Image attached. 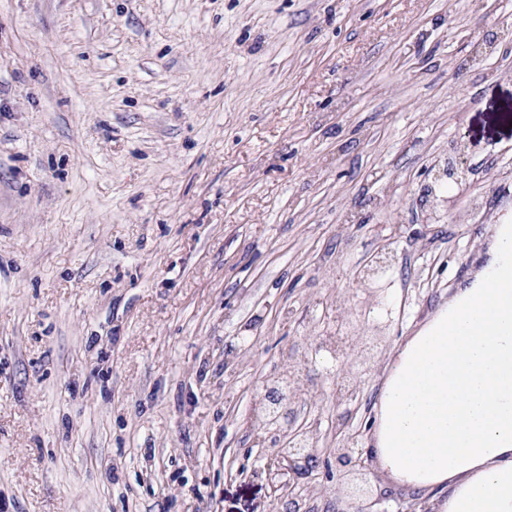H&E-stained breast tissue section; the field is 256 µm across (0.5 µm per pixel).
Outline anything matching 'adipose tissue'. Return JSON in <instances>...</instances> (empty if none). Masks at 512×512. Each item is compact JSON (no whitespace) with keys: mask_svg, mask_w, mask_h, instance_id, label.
<instances>
[{"mask_svg":"<svg viewBox=\"0 0 512 512\" xmlns=\"http://www.w3.org/2000/svg\"><path fill=\"white\" fill-rule=\"evenodd\" d=\"M371 453L420 492L447 489L438 512H512V225L492 256L396 351Z\"/></svg>","mask_w":512,"mask_h":512,"instance_id":"1","label":"adipose tissue"}]
</instances>
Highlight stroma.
<instances>
[{
    "label": "stroma",
    "mask_w": 512,
    "mask_h": 512,
    "mask_svg": "<svg viewBox=\"0 0 512 512\" xmlns=\"http://www.w3.org/2000/svg\"><path fill=\"white\" fill-rule=\"evenodd\" d=\"M501 224L512 0H0V512H434L375 406ZM288 447L292 448H281L279 451L282 459L285 460L287 464L279 465L276 469H269L267 472L268 479L274 485L282 484L283 479L287 478V476L288 479H290L291 475L299 474L298 468L296 467V462L299 458L293 456H306L304 459L309 457V453H305L308 448H294V446H290V444Z\"/></svg>",
    "instance_id": "stroma-1"
}]
</instances>
